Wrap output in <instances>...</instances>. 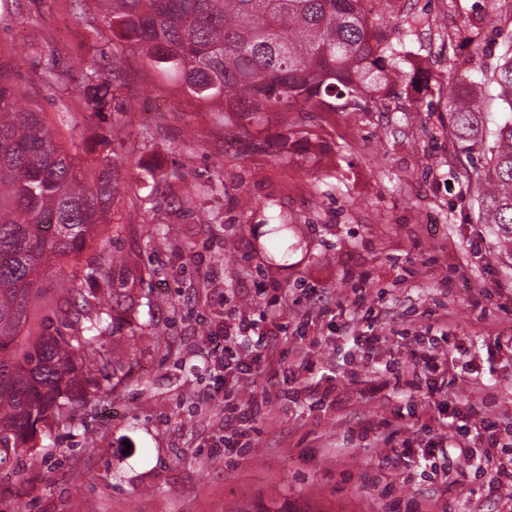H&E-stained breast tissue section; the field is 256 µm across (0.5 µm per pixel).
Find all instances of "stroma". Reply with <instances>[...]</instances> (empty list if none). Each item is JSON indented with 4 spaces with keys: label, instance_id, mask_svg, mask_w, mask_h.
Returning <instances> with one entry per match:
<instances>
[{
    "label": "stroma",
    "instance_id": "35a3bbf8",
    "mask_svg": "<svg viewBox=\"0 0 512 512\" xmlns=\"http://www.w3.org/2000/svg\"><path fill=\"white\" fill-rule=\"evenodd\" d=\"M406 6L422 23L405 63L433 76L430 90L397 86L365 112H271L263 133L232 137L135 48L125 52L120 111H94L81 72L47 82L52 64L99 60L95 0H0V64L25 102L87 165L105 154L117 163L111 221L78 265L113 260L133 299L131 328L103 350L134 361L129 385L89 390L78 427L38 430L34 449L0 466V508L391 512L389 484L432 512H512V488L493 486L476 462L457 459L459 484L445 499L439 476L379 467L392 448H423L424 426L451 436L445 406L462 421L485 404L498 417L500 431L470 437L480 456L512 423V244L478 223L461 189L485 159L451 142L447 107L460 68L487 112H501L491 75L512 41V0ZM467 29L485 53L459 42ZM456 155L466 163L452 175ZM151 170L165 178L155 195L143 185ZM208 182L212 191L197 193ZM277 214L288 219L284 264L269 246ZM63 286L54 269L41 279L26 335L41 333ZM242 315L280 326V340L268 350L240 344L247 370L219 393L209 335ZM365 340L375 359L359 350ZM419 349L450 377L432 396L392 382ZM312 381L334 386L331 401L309 394ZM228 396L251 415L232 458L212 451Z\"/></svg>",
    "mask_w": 512,
    "mask_h": 512
}]
</instances>
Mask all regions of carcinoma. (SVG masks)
I'll return each mask as SVG.
<instances>
[{
	"label": "carcinoma",
	"instance_id": "1",
	"mask_svg": "<svg viewBox=\"0 0 512 512\" xmlns=\"http://www.w3.org/2000/svg\"><path fill=\"white\" fill-rule=\"evenodd\" d=\"M361 0H98L112 37L101 52L112 79L85 75L86 94L99 112L119 90L125 46L138 48L155 69L180 81L185 94L224 112V124L262 133L268 112H363L398 84L429 88L432 76L404 70L405 38L421 20L400 16L398 33L365 15ZM504 117L487 132L483 108L467 73L457 76L450 105L452 134L486 159L478 186L479 218L512 240V48L493 74ZM115 164L99 157L87 177L79 152L52 134L45 112L22 105L0 64V466L26 447L37 426L75 427L73 396L85 386L106 394L123 386L132 361L112 359V371L91 382L78 365L103 358L107 324L86 313L84 282L112 291V314L127 303L111 262L83 274L64 272L107 223L106 204L118 191ZM66 277V317L84 321L65 336L53 319L34 341L19 343L27 310L45 265Z\"/></svg>",
	"mask_w": 512,
	"mask_h": 512
}]
</instances>
